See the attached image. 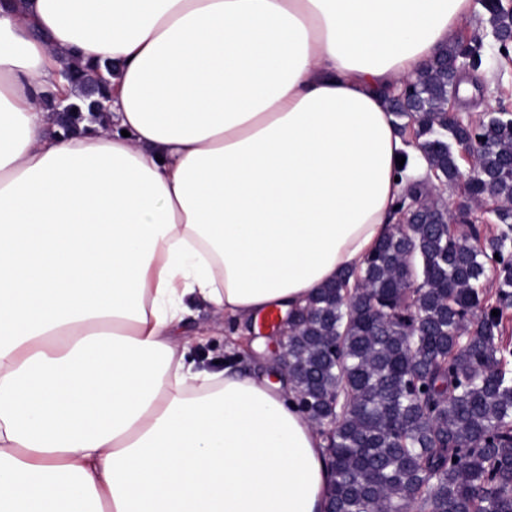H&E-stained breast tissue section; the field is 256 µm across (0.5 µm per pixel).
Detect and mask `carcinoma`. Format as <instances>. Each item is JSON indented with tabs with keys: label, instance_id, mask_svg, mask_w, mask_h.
<instances>
[{
	"label": "carcinoma",
	"instance_id": "cac0c4a2",
	"mask_svg": "<svg viewBox=\"0 0 512 512\" xmlns=\"http://www.w3.org/2000/svg\"><path fill=\"white\" fill-rule=\"evenodd\" d=\"M463 53L481 68L483 41L460 39L388 107L427 174L449 186L464 177L472 198L494 205L497 233L451 230L461 214L411 180L394 203L399 217L424 203L411 222L288 325L300 409L318 426L336 419L323 436L330 512H512V347L498 343L512 308V113L448 117ZM66 74L78 102L47 101L57 124L100 122L111 89L98 69L70 62ZM488 276L492 295L479 288Z\"/></svg>",
	"mask_w": 512,
	"mask_h": 512
}]
</instances>
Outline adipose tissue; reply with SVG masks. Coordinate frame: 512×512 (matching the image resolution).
Returning a JSON list of instances; mask_svg holds the SVG:
<instances>
[{
    "instance_id": "adipose-tissue-1",
    "label": "adipose tissue",
    "mask_w": 512,
    "mask_h": 512,
    "mask_svg": "<svg viewBox=\"0 0 512 512\" xmlns=\"http://www.w3.org/2000/svg\"><path fill=\"white\" fill-rule=\"evenodd\" d=\"M478 0L0 6V512H326L289 384L200 370L204 333L304 307L389 233L387 98ZM107 116L64 132L72 57Z\"/></svg>"
}]
</instances>
